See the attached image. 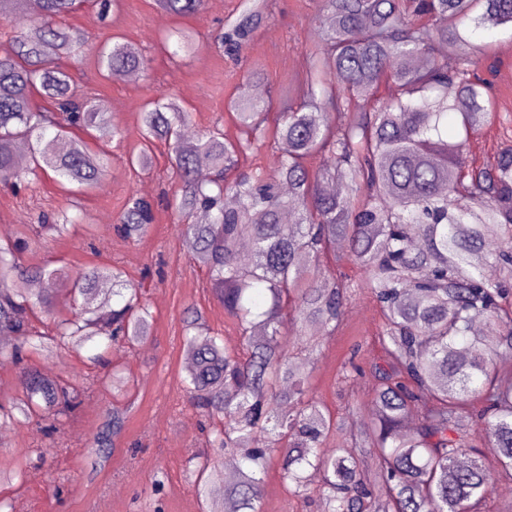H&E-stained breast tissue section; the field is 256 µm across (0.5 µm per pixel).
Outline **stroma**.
Instances as JSON below:
<instances>
[{
  "mask_svg": "<svg viewBox=\"0 0 512 512\" xmlns=\"http://www.w3.org/2000/svg\"><path fill=\"white\" fill-rule=\"evenodd\" d=\"M235 6L236 0H204L200 13L171 17L155 0H118L107 16L87 5L66 19L86 44L65 66L79 93L91 90L98 101L117 103L111 119L120 134L104 146L109 160L100 187L63 184L54 176L16 192L0 186V224L11 225V235L17 238L40 215L67 211L74 224L61 235L31 239L25 262L72 271L119 268L127 282L139 288L153 320L144 343L112 346L103 366L91 363L88 348L30 356V364L78 386L82 396L72 413L59 417L55 433L33 423L0 427V472L20 466L26 470L24 480L0 481V499L10 506H22L24 512H199L191 475L195 459L205 452L216 462L221 455L207 451L204 419L183 392L184 313L190 308L201 311L212 332L229 345L240 339L211 290L207 268L188 251L182 228L168 207L178 184L167 145L154 143L149 170H141L129 158L141 148L140 110L152 97L176 98L190 113L194 134L219 126L233 135L237 128L227 103L239 83L247 80L263 94H275L304 74L318 30L316 0H268L269 18L243 48L238 64L212 44ZM179 29L194 34V53L176 55L163 46L162 35ZM109 39L125 42L147 57L137 81L101 77L95 50ZM472 45L482 59L480 74L491 85L496 113L467 146L469 164L481 167L512 144V136L504 134L499 123L500 116H512V32H480ZM133 197L151 201L155 220L147 235L132 242L119 236L114 221ZM380 322L376 303L367 293H358L344 309L342 331L328 339L312 369L328 410L357 423L370 418L375 381L359 376L344 382L339 370L349 356L363 367L379 357ZM116 369L131 380L125 399L130 412L109 461L98 467L91 443L113 403L108 377ZM155 479L161 480L162 488L152 496L147 489ZM261 510L319 512V496H291L273 468L262 486Z\"/></svg>",
  "mask_w": 512,
  "mask_h": 512,
  "instance_id": "35a3bbf8",
  "label": "stroma"
}]
</instances>
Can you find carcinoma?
I'll list each match as a JSON object with an SVG mask.
<instances>
[{
  "mask_svg": "<svg viewBox=\"0 0 512 512\" xmlns=\"http://www.w3.org/2000/svg\"><path fill=\"white\" fill-rule=\"evenodd\" d=\"M91 3L106 12L111 0H0V20L26 31L0 52V182L22 178L14 151L25 143V173L49 171L85 188L103 177L101 154L73 137L82 128L98 142L119 135L94 97L75 96L68 70L52 60L72 58L84 37L64 24ZM174 17L199 13L204 0H157ZM268 18V0H239L216 36L233 56ZM317 41L303 77L305 96L266 123L271 102L252 97L241 84L230 103L245 137L233 140L219 128L186 142V112L158 95L140 112L142 148L131 163L147 164L156 141L168 145L180 194L172 203L194 257L211 275L212 289L236 319L242 349L214 335L192 310L183 318V341L193 361L184 367L191 403L215 421L209 445L224 453L236 481L217 486L221 468L200 459L193 470L204 512H260L261 486L279 467L293 496L311 493L319 473L321 512H479L496 477L512 479V379L496 357L512 353V148L490 167L468 164L469 139L491 118V95L479 75L480 58L466 56L448 69L446 55L470 45L469 24L512 28V0H322ZM177 48L195 51L194 35L175 30ZM98 67L118 76L145 67L143 56L118 41L98 51ZM383 83L388 97L378 96ZM49 99L45 110L34 95ZM459 133L448 136V117ZM278 143L275 166L237 169L240 152ZM206 157L211 176L197 174ZM319 166L311 169V159ZM340 180L335 194L319 183ZM76 219L36 225L46 236L61 234ZM153 223L152 204L134 198L118 217L124 238L136 240ZM348 243L347 259L361 271L352 282L341 273L321 277V258ZM27 241L0 243V336L17 341L11 358L52 348L109 349L139 344L152 314L116 267L68 273L26 265ZM494 268L503 279H491ZM112 283V295L101 285ZM370 290L383 316L381 355L369 370L349 360L346 377L366 372L376 381L371 420L359 427L362 453L325 450L344 420L325 409L309 384L308 366L327 336L338 330L352 290ZM264 291L266 307L255 305ZM67 313L53 334L33 329L36 310ZM291 325L309 337L293 357L283 336ZM20 388L0 404V426L65 415L77 404L75 388L29 365ZM419 410L417 426L403 431ZM127 408L112 406L94 439L96 456L109 458L112 439L124 427ZM497 449V470L470 450L472 428ZM270 442L253 439L257 429ZM376 473H371L367 459Z\"/></svg>",
  "mask_w": 512,
  "mask_h": 512,
  "instance_id": "carcinoma-1",
  "label": "carcinoma"
}]
</instances>
